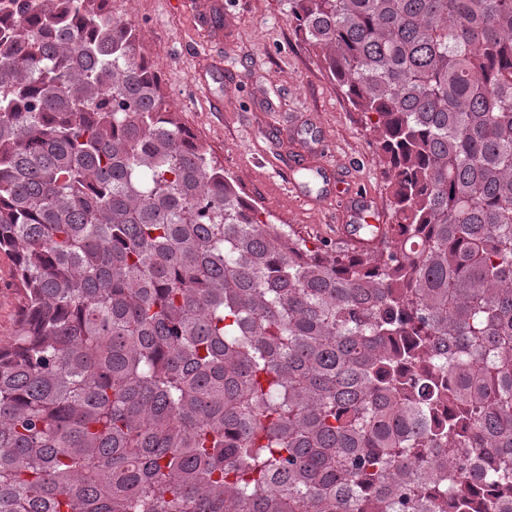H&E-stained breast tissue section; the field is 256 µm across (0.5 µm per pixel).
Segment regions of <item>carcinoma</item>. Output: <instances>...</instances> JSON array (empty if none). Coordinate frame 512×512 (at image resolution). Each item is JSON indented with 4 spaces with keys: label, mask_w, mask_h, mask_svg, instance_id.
Masks as SVG:
<instances>
[{
    "label": "carcinoma",
    "mask_w": 512,
    "mask_h": 512,
    "mask_svg": "<svg viewBox=\"0 0 512 512\" xmlns=\"http://www.w3.org/2000/svg\"><path fill=\"white\" fill-rule=\"evenodd\" d=\"M395 223L260 218L110 0H0V512H512V0H282ZM23 296L12 259L0 254V345L7 347L17 335Z\"/></svg>",
    "instance_id": "1"
}]
</instances>
